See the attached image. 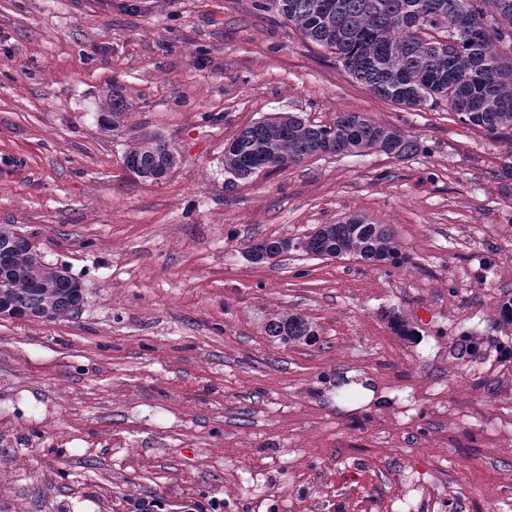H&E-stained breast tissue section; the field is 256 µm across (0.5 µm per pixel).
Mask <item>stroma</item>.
Instances as JSON below:
<instances>
[{"label":"stroma","mask_w":512,"mask_h":512,"mask_svg":"<svg viewBox=\"0 0 512 512\" xmlns=\"http://www.w3.org/2000/svg\"><path fill=\"white\" fill-rule=\"evenodd\" d=\"M341 112L420 149L225 188L245 127ZM144 134L178 152L162 181L124 164ZM511 150L372 94L256 0H0V224L85 290L64 320L0 318V512H298L321 478L324 512H512ZM351 215L410 263L246 254ZM288 313L316 342L266 336Z\"/></svg>","instance_id":"35a3bbf8"}]
</instances>
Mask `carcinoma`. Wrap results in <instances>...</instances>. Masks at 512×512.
<instances>
[{
	"instance_id": "cac0c4a2",
	"label": "carcinoma",
	"mask_w": 512,
	"mask_h": 512,
	"mask_svg": "<svg viewBox=\"0 0 512 512\" xmlns=\"http://www.w3.org/2000/svg\"><path fill=\"white\" fill-rule=\"evenodd\" d=\"M275 10L310 41L336 54L348 74L371 93L410 108L442 102L468 126L491 138L512 129V0H273ZM424 16L414 34L405 25ZM488 15L495 39L469 35L474 19ZM125 102L106 94L102 110L115 123ZM337 146L348 154L381 152L402 159L418 143L395 127L357 112L316 125L291 113L270 115L240 131L224 148L225 186L263 171L301 163ZM173 147L144 135L125 156L127 168L151 181L177 165ZM295 249L324 258L352 257L370 264L409 260L394 231L361 216L322 224L303 238H267L247 246L252 262L275 266ZM82 284L57 265L46 263L30 238L13 224H0V317L56 321L76 311ZM282 345L310 342L316 332L302 316L287 315L265 325Z\"/></svg>"
}]
</instances>
